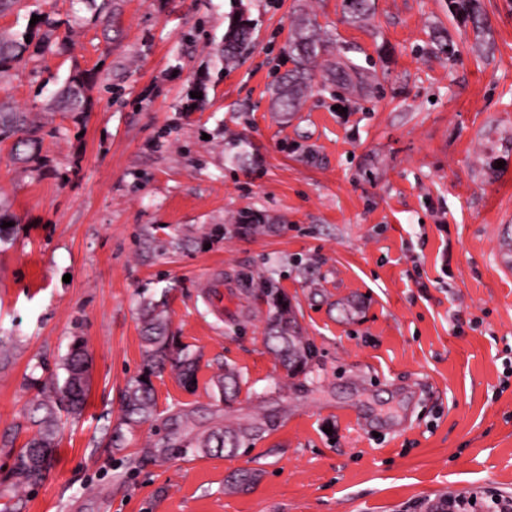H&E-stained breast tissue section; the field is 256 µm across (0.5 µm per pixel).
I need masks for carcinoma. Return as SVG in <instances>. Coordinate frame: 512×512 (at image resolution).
<instances>
[{
	"mask_svg": "<svg viewBox=\"0 0 512 512\" xmlns=\"http://www.w3.org/2000/svg\"><path fill=\"white\" fill-rule=\"evenodd\" d=\"M348 20L359 24L367 21L375 9L374 0H344ZM451 10L458 16L472 21L476 36L486 33L482 25L480 0H448ZM118 0H97L92 21L109 25L117 10ZM67 25L62 19L42 14L35 24H27L25 30L0 32V85L10 77V71L25 58H34L52 51L61 41L59 30ZM250 20L244 12L230 19L224 33V42L218 54L225 65L233 64L247 49L250 41ZM330 35L318 23L316 16L300 13L293 24L288 42V54L293 68L278 77L271 88L272 109L284 118L299 111L306 96L312 89L314 74L312 65L327 43ZM360 75V68L347 58L330 65L323 75V82L336 85L352 81ZM96 76L75 66L70 71L59 92L60 102L67 112H85L89 99L86 92ZM21 132L33 136L37 130L28 126L25 113L16 110L8 101L0 100V141ZM234 222L243 233L258 234L267 227L263 215L244 211ZM258 295L268 305L266 342L283 367L291 366L302 373L309 366L312 348L297 319L291 302L271 278L262 281ZM142 319V340L145 347L146 369L142 376L133 378L124 395V421L136 424L155 419L158 416L152 376L170 369L179 383L186 389L196 387L198 379V358L189 346L180 343L170 330L162 304L151 297L140 303ZM64 371L63 381L50 388L40 390V398L33 402L29 422L36 428L34 435L20 449L16 458V472L28 482L41 479V464L53 457L55 439L60 431L61 419L79 418L89 392L90 362L83 341L76 337L67 354L61 359ZM210 385L220 396L229 400L240 388L237 372L226 368L211 376ZM195 410L184 406L169 416L166 423L172 434L190 428ZM262 427L247 425L239 427L213 426L196 435L190 443L192 450L202 454L235 455L244 441L261 433Z\"/></svg>",
	"mask_w": 512,
	"mask_h": 512,
	"instance_id": "obj_1",
	"label": "carcinoma"
}]
</instances>
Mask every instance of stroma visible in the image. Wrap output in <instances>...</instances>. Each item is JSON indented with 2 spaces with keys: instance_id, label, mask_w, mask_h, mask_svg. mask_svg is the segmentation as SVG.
<instances>
[{
  "instance_id": "35a3bbf8",
  "label": "stroma",
  "mask_w": 512,
  "mask_h": 512,
  "mask_svg": "<svg viewBox=\"0 0 512 512\" xmlns=\"http://www.w3.org/2000/svg\"><path fill=\"white\" fill-rule=\"evenodd\" d=\"M481 3L483 44L448 0H376L356 25L344 0H124L110 44L85 0L0 15V31L32 11L71 24L64 48L0 85L38 130L25 165L0 142V336L14 343L0 363V512H435L450 499L512 512V0ZM302 9L332 34L319 65L347 56L361 78L314 87L284 121L269 89ZM241 10L252 43L227 66L215 47ZM76 65L98 74L90 111L48 110ZM232 137L250 142L245 161ZM243 210L268 229L237 233ZM245 275L295 306L306 374L288 378L268 351ZM145 296L164 300L200 371L192 392L153 376L160 418L128 427ZM75 336L92 363L84 413L43 478L22 481L30 380L62 376ZM220 365L241 379L229 403L209 385ZM183 405L201 431L267 428L233 457L151 455ZM241 469L254 480L236 489Z\"/></svg>"
}]
</instances>
